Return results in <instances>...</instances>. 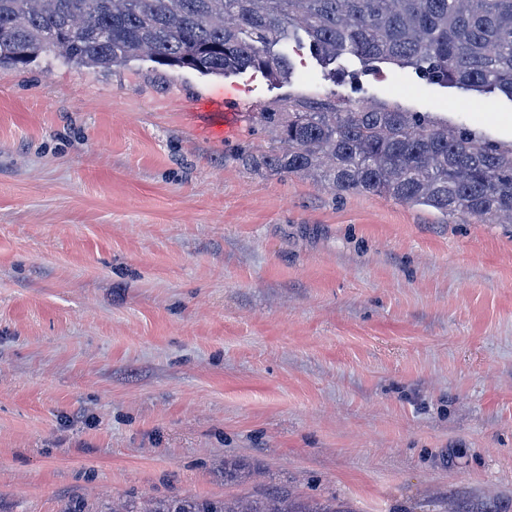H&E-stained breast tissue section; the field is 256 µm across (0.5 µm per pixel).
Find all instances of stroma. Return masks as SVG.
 I'll return each instance as SVG.
<instances>
[{
    "mask_svg": "<svg viewBox=\"0 0 512 512\" xmlns=\"http://www.w3.org/2000/svg\"><path fill=\"white\" fill-rule=\"evenodd\" d=\"M284 51L283 83L0 67V512H512V224L256 163L291 102L508 148L512 101ZM112 512H352L336 508L335 504L296 502L289 492L273 491L254 500H208L192 497L173 496L154 500L147 507L140 508L135 502Z\"/></svg>",
    "mask_w": 512,
    "mask_h": 512,
    "instance_id": "1",
    "label": "stroma"
}]
</instances>
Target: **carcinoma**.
<instances>
[{
  "instance_id": "carcinoma-1",
  "label": "carcinoma",
  "mask_w": 512,
  "mask_h": 512,
  "mask_svg": "<svg viewBox=\"0 0 512 512\" xmlns=\"http://www.w3.org/2000/svg\"><path fill=\"white\" fill-rule=\"evenodd\" d=\"M307 37L325 66L343 54L411 67L429 83L512 97V0H0V67L52 54L89 69L142 56L222 76L288 73L279 46ZM282 176L322 172L339 194L423 205L461 220H512V149L422 112L360 107L262 112ZM112 512H347L273 491L254 500L173 496Z\"/></svg>"
}]
</instances>
